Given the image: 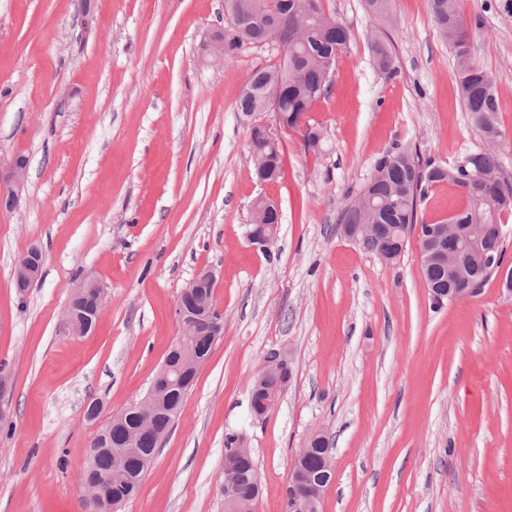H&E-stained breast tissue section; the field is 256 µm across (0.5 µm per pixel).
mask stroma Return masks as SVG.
I'll use <instances>...</instances> for the list:
<instances>
[{
	"label": "stroma",
	"instance_id": "stroma-1",
	"mask_svg": "<svg viewBox=\"0 0 512 512\" xmlns=\"http://www.w3.org/2000/svg\"><path fill=\"white\" fill-rule=\"evenodd\" d=\"M354 35L331 93L306 119L307 151L276 130L283 174L260 183L237 100L283 47L214 64L201 47L227 26L224 0H0V177L27 160L15 209H0V372L13 383L0 422V512H84L86 454L113 413L140 401L178 334L175 307L199 269L220 279L224 335L200 367L138 493L116 512H224V436L242 434L259 470L255 512H286L285 487L313 432L332 444L321 512H512V300L490 281L433 307L417 237L394 263L338 228L349 190L395 143L450 164L481 147L454 52L428 0H394L386 26L365 0H321ZM473 59L499 93L501 176L512 179V0H460ZM383 41L395 74L376 67ZM260 195L280 211L262 254L246 239ZM433 184L427 221L466 206ZM45 255L18 292L17 257ZM87 280L104 307L73 332L65 310ZM293 379L266 418L249 406L266 355ZM103 410L84 416L90 399Z\"/></svg>",
	"mask_w": 512,
	"mask_h": 512
}]
</instances>
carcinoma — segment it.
I'll use <instances>...</instances> for the list:
<instances>
[{"label":"carcinoma","mask_w":512,"mask_h":512,"mask_svg":"<svg viewBox=\"0 0 512 512\" xmlns=\"http://www.w3.org/2000/svg\"><path fill=\"white\" fill-rule=\"evenodd\" d=\"M371 13L378 19L392 21V0H366ZM432 21L440 36L454 50L461 98L473 128L487 144L484 149L464 154L453 165H441L424 159L417 150L397 143L386 149L374 162L369 179L361 186L341 212L339 223L361 224L363 216L357 199L368 197L381 223L391 227L384 241L357 236L362 247L383 258L387 263L399 257L415 225L425 223L419 216L420 203L434 183L448 182L457 186L467 198V206L449 218L454 224L477 227L499 224L504 211H512V183L499 175V162L494 151L502 137L497 123L499 95L492 76L473 61L468 39V23L458 9V0H428ZM224 14L235 20V30L216 31L224 35V56L231 57L247 45H262L278 40L288 46V54L275 65L256 68L249 86L243 89L238 111L244 115L273 112L277 121L290 128L320 99L328 95L329 77L339 55L348 47L353 35L341 23L328 19L321 0H224ZM377 68L389 74L395 72L387 48L380 42L371 43ZM251 144L273 161L269 179L282 173L281 149L277 142L265 137L257 126L251 128ZM263 203L253 201L247 239L269 232L276 223L275 213L261 214ZM492 253L504 257L499 237L489 233L479 237L478 248L464 259L478 280L477 295L490 278L483 270L484 256ZM426 287L433 306L448 301L451 284L448 265L434 262L423 270ZM174 414L164 410L152 418L155 432L165 435L172 426ZM137 416L120 423L106 424L98 433L101 451L94 460V469L84 470L82 478H112L107 487L108 497L90 505L91 512H112V508L131 497L126 477L141 484L149 465L144 456L152 447L144 438L141 446L122 448L131 432L139 426ZM239 435L229 433L224 438L226 459L234 463L233 472L239 482L240 498L247 501L246 509L254 510L260 492L253 485L256 465L253 457H240L235 452Z\"/></svg>","instance_id":"carcinoma-1"}]
</instances>
